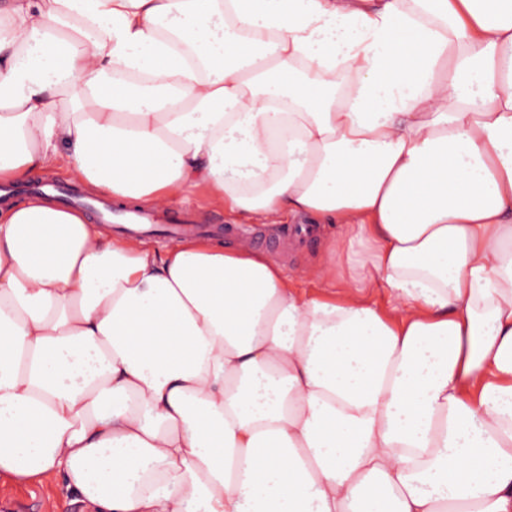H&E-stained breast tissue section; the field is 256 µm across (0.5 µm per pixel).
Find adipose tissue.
Returning <instances> with one entry per match:
<instances>
[{"label": "adipose tissue", "mask_w": 512, "mask_h": 512, "mask_svg": "<svg viewBox=\"0 0 512 512\" xmlns=\"http://www.w3.org/2000/svg\"><path fill=\"white\" fill-rule=\"evenodd\" d=\"M62 159L345 232L310 295L1 205L0 471L85 512H512V0H0V184Z\"/></svg>", "instance_id": "obj_1"}]
</instances>
